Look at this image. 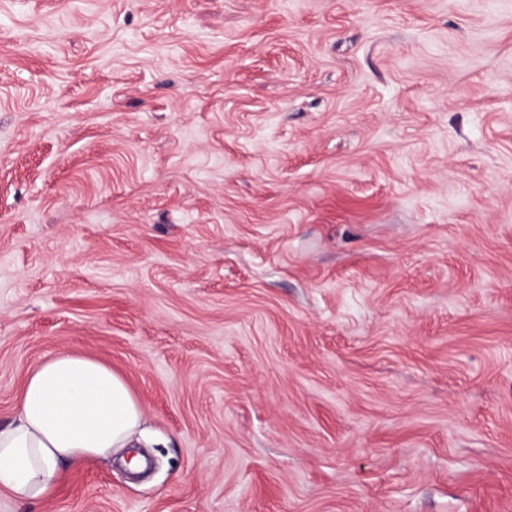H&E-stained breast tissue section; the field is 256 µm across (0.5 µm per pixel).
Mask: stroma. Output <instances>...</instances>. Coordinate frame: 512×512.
Returning a JSON list of instances; mask_svg holds the SVG:
<instances>
[{
	"label": "stroma",
	"mask_w": 512,
	"mask_h": 512,
	"mask_svg": "<svg viewBox=\"0 0 512 512\" xmlns=\"http://www.w3.org/2000/svg\"><path fill=\"white\" fill-rule=\"evenodd\" d=\"M67 351L147 475L0 512H512V0H0V425Z\"/></svg>",
	"instance_id": "1"
}]
</instances>
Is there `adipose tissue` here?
I'll return each instance as SVG.
<instances>
[{
	"instance_id": "1",
	"label": "adipose tissue",
	"mask_w": 512,
	"mask_h": 512,
	"mask_svg": "<svg viewBox=\"0 0 512 512\" xmlns=\"http://www.w3.org/2000/svg\"><path fill=\"white\" fill-rule=\"evenodd\" d=\"M143 406L125 379L90 357L58 352L33 365L10 423L0 426V490L29 502L61 471L147 441Z\"/></svg>"
}]
</instances>
